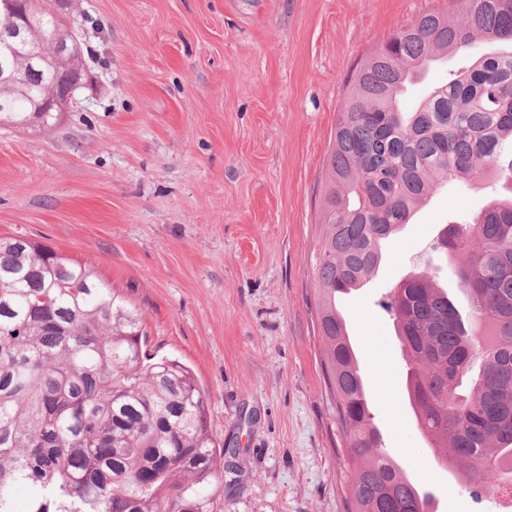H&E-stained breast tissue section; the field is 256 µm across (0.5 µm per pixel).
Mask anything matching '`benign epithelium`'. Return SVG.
I'll use <instances>...</instances> for the list:
<instances>
[{"label":"benign epithelium","instance_id":"benign-epithelium-1","mask_svg":"<svg viewBox=\"0 0 512 512\" xmlns=\"http://www.w3.org/2000/svg\"><path fill=\"white\" fill-rule=\"evenodd\" d=\"M55 26L51 34L44 33L38 24L43 10L41 0H0V83L16 81L18 67L29 66L34 59L51 57L64 69L65 80L71 88H85L92 83L89 71L81 66L79 43L72 38L75 0H50ZM72 95L62 99L54 86L40 88V100L33 109L32 122L44 125L43 112L56 117L71 110Z\"/></svg>","mask_w":512,"mask_h":512}]
</instances>
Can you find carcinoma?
<instances>
[{
  "mask_svg": "<svg viewBox=\"0 0 512 512\" xmlns=\"http://www.w3.org/2000/svg\"><path fill=\"white\" fill-rule=\"evenodd\" d=\"M426 13L357 69L332 133L314 256L323 371L349 452L353 512H428V495L387 453L336 295L360 287L382 245L445 183L492 169L512 185V0ZM473 55L413 112L399 101L436 60ZM0 90V129L29 120L28 81ZM462 310L425 275L380 302L408 355L405 392L438 464L479 500L512 487V198L493 199L438 242ZM224 483L206 392L177 360L146 349L143 321L89 264L0 235V512H214Z\"/></svg>",
  "mask_w": 512,
  "mask_h": 512,
  "instance_id": "carcinoma-1",
  "label": "carcinoma"
}]
</instances>
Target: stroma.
Here are the masks:
<instances>
[{"instance_id": "stroma-1", "label": "stroma", "mask_w": 512, "mask_h": 512, "mask_svg": "<svg viewBox=\"0 0 512 512\" xmlns=\"http://www.w3.org/2000/svg\"><path fill=\"white\" fill-rule=\"evenodd\" d=\"M452 0H81L94 77L46 132L0 130V234L100 276L141 313L151 354L207 393L236 484L217 512H346L351 459L321 367L313 257L336 113L374 48ZM452 54L403 95L415 110L468 66ZM459 178L387 241L360 289L337 300L391 457L433 512H512L475 501L436 461L404 394L406 355L378 301L427 272L468 302L434 250L454 218L507 195Z\"/></svg>"}]
</instances>
